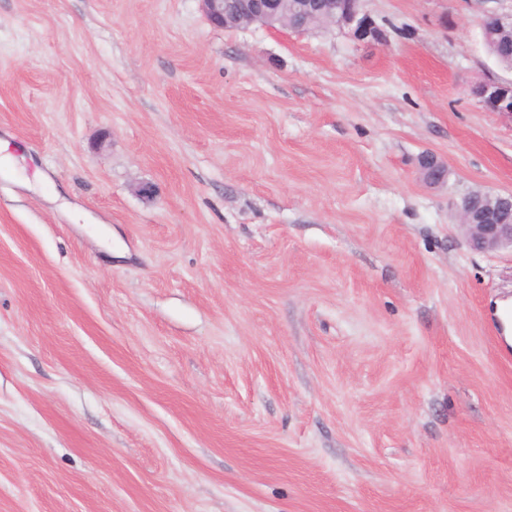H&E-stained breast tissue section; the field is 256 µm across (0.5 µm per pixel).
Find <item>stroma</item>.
<instances>
[{
  "label": "stroma",
  "instance_id": "1",
  "mask_svg": "<svg viewBox=\"0 0 512 512\" xmlns=\"http://www.w3.org/2000/svg\"><path fill=\"white\" fill-rule=\"evenodd\" d=\"M363 8L0 0V512H512V252L454 222L512 0ZM203 11L209 22L228 29L260 25L275 28L284 15H288V1L265 0L256 7L253 0H201ZM340 10L336 11L335 0H301L289 6L292 17L301 18L299 28L310 30L309 23L318 17L329 20L331 27L347 29L352 37L363 43L382 45L385 42L384 31L363 9V0H343Z\"/></svg>",
  "mask_w": 512,
  "mask_h": 512
}]
</instances>
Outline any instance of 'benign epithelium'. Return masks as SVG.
<instances>
[{
    "label": "benign epithelium",
    "mask_w": 512,
    "mask_h": 512,
    "mask_svg": "<svg viewBox=\"0 0 512 512\" xmlns=\"http://www.w3.org/2000/svg\"><path fill=\"white\" fill-rule=\"evenodd\" d=\"M209 22L228 29L260 25L275 27L284 15L290 13L302 19L301 29H309V23L318 17L329 20L330 25L348 30L352 37L363 43L381 45L385 42L384 31L363 9V0H343L336 8V0H265L257 7L253 0H201ZM486 38L512 29V13L495 14L481 20ZM471 95L491 112H499L512 118V79H488L470 89ZM457 225L466 244L475 250L498 251L512 249V193L494 198L477 195L463 198L456 205Z\"/></svg>",
    "instance_id": "7a95c632"
}]
</instances>
